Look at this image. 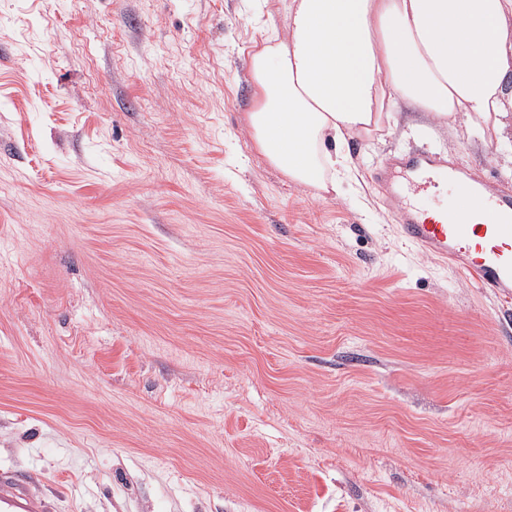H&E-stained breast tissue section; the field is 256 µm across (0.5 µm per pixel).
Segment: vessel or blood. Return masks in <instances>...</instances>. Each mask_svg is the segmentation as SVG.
Wrapping results in <instances>:
<instances>
[{
    "mask_svg": "<svg viewBox=\"0 0 512 512\" xmlns=\"http://www.w3.org/2000/svg\"><path fill=\"white\" fill-rule=\"evenodd\" d=\"M376 180L401 202L402 237L455 265L466 282L501 297L512 288V188L491 192L421 148L392 159ZM447 186L452 204L423 208V194ZM0 512H54V504L28 476L0 469Z\"/></svg>",
    "mask_w": 512,
    "mask_h": 512,
    "instance_id": "b4317fda",
    "label": "vessel or blood"
}]
</instances>
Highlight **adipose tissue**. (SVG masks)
<instances>
[{"instance_id":"obj_1","label":"adipose tissue","mask_w":512,"mask_h":512,"mask_svg":"<svg viewBox=\"0 0 512 512\" xmlns=\"http://www.w3.org/2000/svg\"><path fill=\"white\" fill-rule=\"evenodd\" d=\"M285 36L250 60L246 122L288 180L338 192L348 138L390 132L399 104L503 140L512 111V0H284Z\"/></svg>"}]
</instances>
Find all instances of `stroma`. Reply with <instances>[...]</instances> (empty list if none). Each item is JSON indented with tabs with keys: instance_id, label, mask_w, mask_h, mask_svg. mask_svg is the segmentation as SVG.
Wrapping results in <instances>:
<instances>
[{
	"instance_id": "35a3bbf8",
	"label": "stroma",
	"mask_w": 512,
	"mask_h": 512,
	"mask_svg": "<svg viewBox=\"0 0 512 512\" xmlns=\"http://www.w3.org/2000/svg\"><path fill=\"white\" fill-rule=\"evenodd\" d=\"M277 0H0V468L57 512H512V325L397 229L403 111L341 191L245 117Z\"/></svg>"
}]
</instances>
